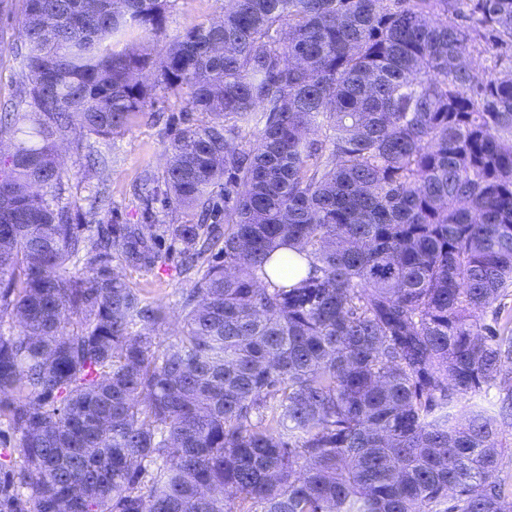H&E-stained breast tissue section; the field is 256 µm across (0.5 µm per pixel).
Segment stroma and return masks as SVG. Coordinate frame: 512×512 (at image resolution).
<instances>
[{"mask_svg":"<svg viewBox=\"0 0 512 512\" xmlns=\"http://www.w3.org/2000/svg\"><path fill=\"white\" fill-rule=\"evenodd\" d=\"M224 0H172L167 13V33L174 37L187 28L208 20L219 19ZM181 103L156 93L152 107L140 116L129 131L116 137L88 135L64 143V167L67 173L60 205L87 213L94 198L112 204L111 221L115 224H177L185 219L182 211L157 200L151 213H144L140 201L145 173H160L166 161L168 136L178 123ZM104 161L95 170L85 168L86 155ZM160 263L146 272L124 269L126 279L134 283L145 297L162 302L169 314L159 331L160 338L171 339L180 309L179 291L193 287L194 276L181 273L180 245L170 238L159 242Z\"/></svg>","mask_w":512,"mask_h":512,"instance_id":"obj_1","label":"stroma"}]
</instances>
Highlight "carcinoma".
<instances>
[{
    "label": "carcinoma",
    "instance_id": "carcinoma-1",
    "mask_svg": "<svg viewBox=\"0 0 512 512\" xmlns=\"http://www.w3.org/2000/svg\"><path fill=\"white\" fill-rule=\"evenodd\" d=\"M22 2L0 512H512L488 480L512 393L479 397L512 329L476 316L512 288V0H224L158 60L171 0ZM158 90L196 114L159 176L190 219L94 211L87 236L46 199L59 143L124 133ZM164 236L199 265L170 343L111 269H154ZM282 248L308 262L290 284Z\"/></svg>",
    "mask_w": 512,
    "mask_h": 512
}]
</instances>
